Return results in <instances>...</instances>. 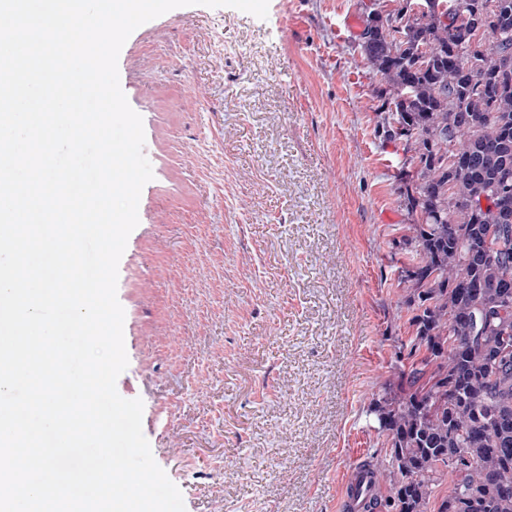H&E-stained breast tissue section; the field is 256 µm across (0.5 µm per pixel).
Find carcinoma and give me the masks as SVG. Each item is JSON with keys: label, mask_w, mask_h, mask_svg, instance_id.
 <instances>
[{"label": "carcinoma", "mask_w": 512, "mask_h": 512, "mask_svg": "<svg viewBox=\"0 0 512 512\" xmlns=\"http://www.w3.org/2000/svg\"><path fill=\"white\" fill-rule=\"evenodd\" d=\"M393 2L359 34L381 135L409 154L412 218L410 363L371 408L389 445L380 512H512V0Z\"/></svg>", "instance_id": "cac0c4a2"}]
</instances>
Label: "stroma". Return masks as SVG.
Wrapping results in <instances>:
<instances>
[{"instance_id":"stroma-1","label":"stroma","mask_w":512,"mask_h":512,"mask_svg":"<svg viewBox=\"0 0 512 512\" xmlns=\"http://www.w3.org/2000/svg\"><path fill=\"white\" fill-rule=\"evenodd\" d=\"M375 3L180 7L120 51L153 178L118 266L116 388L186 512H345L350 461L385 455L370 408L411 334L410 218L358 45Z\"/></svg>"}]
</instances>
